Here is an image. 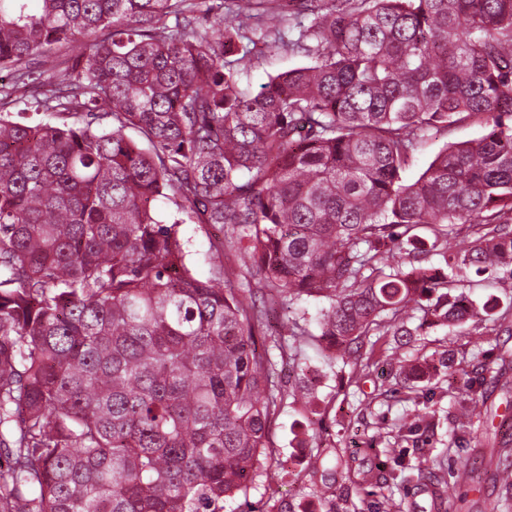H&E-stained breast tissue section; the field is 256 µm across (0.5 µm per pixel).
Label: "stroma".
<instances>
[{
  "label": "stroma",
  "mask_w": 512,
  "mask_h": 512,
  "mask_svg": "<svg viewBox=\"0 0 512 512\" xmlns=\"http://www.w3.org/2000/svg\"><path fill=\"white\" fill-rule=\"evenodd\" d=\"M479 125L465 122L429 135L419 146L407 180H416L447 143L478 138ZM160 215L178 220L186 243V259L201 280L217 263H236L220 226L186 220L165 199ZM399 351L405 357L449 356L463 371H439L413 382L399 377L384 355H376L360 383H349L348 371L325 366L307 350L306 362L280 365L285 390L319 375L316 414L285 405L272 422L270 447L279 449L286 470L267 478L256 469L246 495L225 505L226 512H266L269 504L287 512H512V486L501 484L498 470L512 468V336L499 333L477 344L473 324L448 333L426 325ZM483 404L468 432L453 434L459 405L472 396ZM417 412L412 426L406 413ZM321 435L324 470L311 472V449L300 445L307 429ZM369 471L372 485L360 491V471Z\"/></svg>",
  "instance_id": "stroma-1"
}]
</instances>
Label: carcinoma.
Returning <instances> with one entry per match:
<instances>
[{
  "instance_id": "1",
  "label": "carcinoma",
  "mask_w": 512,
  "mask_h": 512,
  "mask_svg": "<svg viewBox=\"0 0 512 512\" xmlns=\"http://www.w3.org/2000/svg\"><path fill=\"white\" fill-rule=\"evenodd\" d=\"M28 2L0 0V70L50 86L48 119L0 115V512H224L259 462L277 477L270 425L314 388L257 353L253 284L314 302L288 362L312 343L353 376L419 312L497 326L462 289L512 282V0H233L216 30L206 0ZM259 42L307 62L252 94ZM466 121L485 133L405 179ZM170 195L236 266L193 275ZM483 133L484 130L479 125L465 122L448 127V131L437 134L433 133L425 137V140L421 143L414 155L411 166L405 173L406 179L408 181L416 180L446 142L449 144L471 140L479 138Z\"/></svg>"
}]
</instances>
